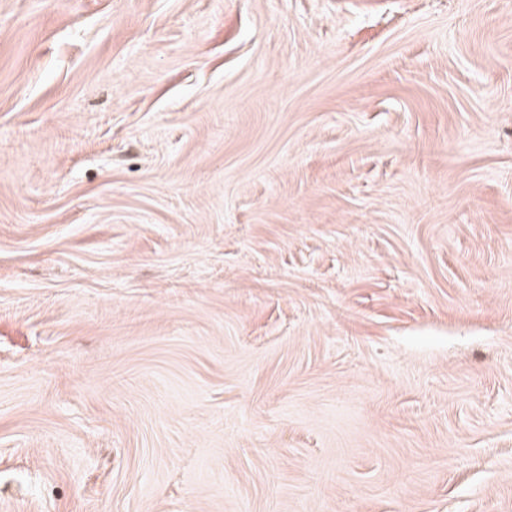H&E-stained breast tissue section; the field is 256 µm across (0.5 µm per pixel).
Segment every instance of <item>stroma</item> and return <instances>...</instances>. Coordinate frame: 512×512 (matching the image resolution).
Wrapping results in <instances>:
<instances>
[{"label":"stroma","mask_w":512,"mask_h":512,"mask_svg":"<svg viewBox=\"0 0 512 512\" xmlns=\"http://www.w3.org/2000/svg\"><path fill=\"white\" fill-rule=\"evenodd\" d=\"M0 512H512V0H0Z\"/></svg>","instance_id":"35a3bbf8"}]
</instances>
